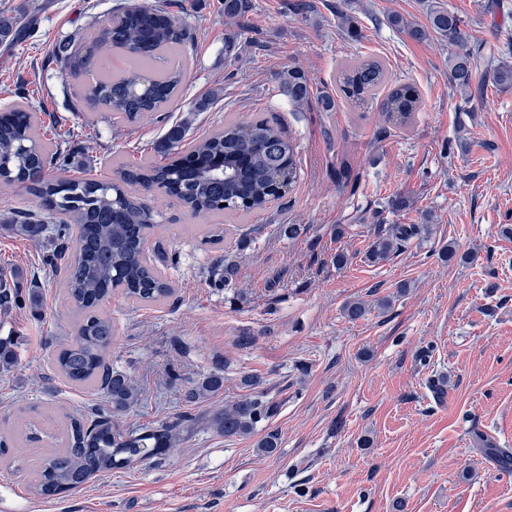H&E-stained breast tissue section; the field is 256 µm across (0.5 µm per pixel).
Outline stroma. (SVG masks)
Listing matches in <instances>:
<instances>
[{
    "instance_id": "obj_1",
    "label": "stroma",
    "mask_w": 512,
    "mask_h": 512,
    "mask_svg": "<svg viewBox=\"0 0 512 512\" xmlns=\"http://www.w3.org/2000/svg\"><path fill=\"white\" fill-rule=\"evenodd\" d=\"M120 2L0 0V17L24 27L17 45L0 43V111L29 102L70 175L99 180L112 178L113 162L155 157L171 125L188 123L200 138L225 118L262 115L295 143L300 178L265 211L225 218L217 247L201 242L211 217L142 191L159 214L174 293L155 307L118 293L104 303L112 367L140 390L113 421L132 430L211 413L247 395V375L260 377L276 411L245 437L196 428L164 459L92 478L61 499L30 491L28 467L50 452L68 415L112 413L96 387L70 385L52 366L75 333L51 267L67 238L17 234L16 224L45 213L34 196L0 187V280L15 293L0 308V339L17 354L0 369V512H512V471L492 455L512 450V89L465 100L448 79L450 46L391 25L395 14L426 25L427 0H310L304 13L296 0H249L237 23L224 0H146L188 29L183 82L162 112L116 122L65 61ZM439 3L462 18L479 55L512 34V0L492 12L488 0ZM230 37L237 53L228 58ZM368 56L417 86L419 110L405 125L377 98L324 110L340 65ZM291 67L310 88L298 112L280 92ZM204 97L210 108L192 111ZM396 195L407 211L388 210ZM422 222L427 231L389 260H366L388 225ZM291 224L301 227L293 239ZM341 250L352 256L343 267L334 262ZM386 296L384 312L375 302ZM358 299L371 309L353 323L342 308ZM212 375L222 387L188 399ZM270 433L274 455L258 447Z\"/></svg>"
}]
</instances>
